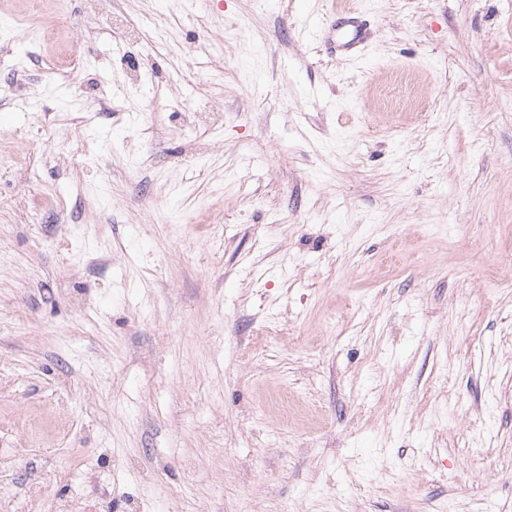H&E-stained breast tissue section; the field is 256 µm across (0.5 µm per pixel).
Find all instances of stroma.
<instances>
[{
	"label": "stroma",
	"instance_id": "1",
	"mask_svg": "<svg viewBox=\"0 0 512 512\" xmlns=\"http://www.w3.org/2000/svg\"><path fill=\"white\" fill-rule=\"evenodd\" d=\"M340 8L361 57L318 48ZM28 12L0 512H512V0Z\"/></svg>",
	"mask_w": 512,
	"mask_h": 512
}]
</instances>
